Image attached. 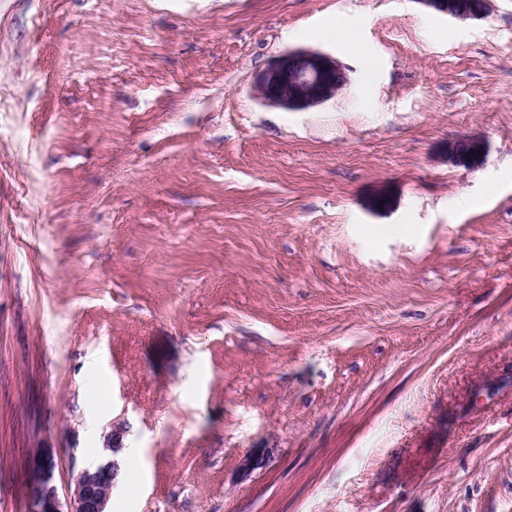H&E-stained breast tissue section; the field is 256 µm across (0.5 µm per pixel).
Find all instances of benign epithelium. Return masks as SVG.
Returning <instances> with one entry per match:
<instances>
[{
    "instance_id": "1",
    "label": "benign epithelium",
    "mask_w": 512,
    "mask_h": 512,
    "mask_svg": "<svg viewBox=\"0 0 512 512\" xmlns=\"http://www.w3.org/2000/svg\"><path fill=\"white\" fill-rule=\"evenodd\" d=\"M427 7L454 19L481 17L489 10L474 11L464 0H421ZM349 83L343 66L328 53L311 49H289L278 55L255 80L260 99L287 111L307 110L328 102ZM123 429L110 428L103 436L105 452L76 474L66 498L55 481L51 451L37 448L30 462L27 486L28 512H107L120 468L115 455L122 449Z\"/></svg>"
}]
</instances>
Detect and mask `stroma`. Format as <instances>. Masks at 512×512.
I'll use <instances>...</instances> for the list:
<instances>
[{"label":"stroma","mask_w":512,"mask_h":512,"mask_svg":"<svg viewBox=\"0 0 512 512\" xmlns=\"http://www.w3.org/2000/svg\"><path fill=\"white\" fill-rule=\"evenodd\" d=\"M488 3L0 0V512L34 448L64 488L114 423L109 512H512V0ZM291 48L346 89L263 104ZM422 0V2L429 8L435 10L438 13L447 15L448 17L467 20L472 18L481 17L486 14L489 10L488 1L484 0L482 6L481 0ZM482 6L479 10L473 11ZM472 8V9H470Z\"/></svg>","instance_id":"1"}]
</instances>
